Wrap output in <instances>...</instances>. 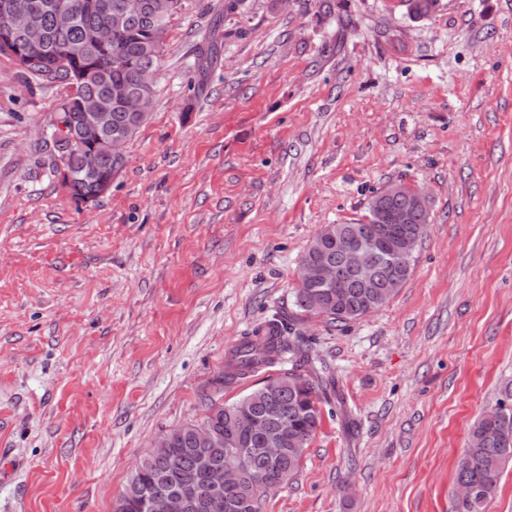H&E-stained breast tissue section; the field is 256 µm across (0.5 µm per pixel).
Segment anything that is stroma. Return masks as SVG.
<instances>
[{"mask_svg": "<svg viewBox=\"0 0 512 512\" xmlns=\"http://www.w3.org/2000/svg\"><path fill=\"white\" fill-rule=\"evenodd\" d=\"M68 92L0 55V512H113L236 341L292 311L310 241L392 183L430 212L410 275L356 321L305 322L342 400L263 512H456L470 429L512 381V0L421 20L182 0L151 115L88 207L52 168Z\"/></svg>", "mask_w": 512, "mask_h": 512, "instance_id": "35a3bbf8", "label": "stroma"}]
</instances>
